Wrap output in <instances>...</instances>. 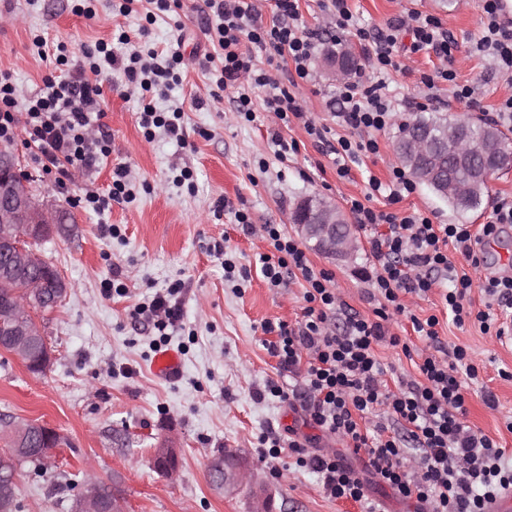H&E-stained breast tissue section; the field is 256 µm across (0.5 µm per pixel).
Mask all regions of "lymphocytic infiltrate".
Segmentation results:
<instances>
[{"label": "lymphocytic infiltrate", "mask_w": 512, "mask_h": 512, "mask_svg": "<svg viewBox=\"0 0 512 512\" xmlns=\"http://www.w3.org/2000/svg\"><path fill=\"white\" fill-rule=\"evenodd\" d=\"M206 6V33L218 59L209 70L211 81L221 90L236 88V112L248 122L254 119L252 88H267L265 107L273 112L277 124L269 147L282 162L298 150L297 141L281 134L294 121L326 146L339 176L348 174V161L378 154L376 134L390 124L394 112L384 75L401 67L398 42L402 35L410 36L411 53H432L442 62L441 68L421 77L428 92H437L439 83L456 79L448 67L456 43L438 18L411 12L372 35L354 23L346 0H322L336 30L367 42L377 72L373 80H348L337 88L336 123L353 135L333 143L327 137L328 127L317 125L287 85L255 63L259 53L270 60L288 58L298 78L311 80L309 62L321 33L299 28L298 0H275L276 19L269 27L259 23L250 0H206ZM484 11L486 19L474 48L490 56L499 73L511 75L512 22L501 19L500 0H485ZM148 34L144 27L132 32L117 26L113 35L129 45L127 55H115L109 43L101 40L82 46L81 60L75 66L69 63L64 43L52 45L36 36L39 56L55 52L56 62L66 71L46 75L41 88L29 94L19 89L11 73L0 71V139L12 140L16 129H23L33 162L53 176L59 189H66L75 177L92 176L112 153V133L101 121L104 92L100 76L116 69L123 71L142 101L138 125L144 137L153 138L155 129L161 128L177 142H184L182 112H160L153 104L154 96L181 85L182 56L150 47L145 42ZM134 198L130 170L120 164L114 167L107 189L86 187L71 202L101 212L112 203H129ZM350 210L359 228L367 232L376 260L365 275L371 286L369 298L375 303L369 318L346 311L332 286V273L314 267L284 225L258 226L247 212L235 214L245 234H262L271 247L258 257L271 287L295 276L303 281L301 321L260 325L264 347L288 373L287 383H270L268 394L289 406H300L305 422L345 441L348 454L366 452L367 473L355 472L346 461L347 454L315 448L311 438H299L293 431L284 438L271 436L267 455L277 459L288 454L297 467L317 475L326 496L358 502L365 512H380L367 494L372 483L414 501L415 512H485L489 500L512 488V453L464 422L469 384L478 378L477 368L466 361L465 349L454 348L449 361L425 356L418 366L419 379L400 381L393 391L375 348L383 343L399 345L391 321L393 316L409 315L403 302L407 295L421 298L439 292L456 325L473 319L483 331L501 330L500 315L512 313V275H485L480 284L485 308L475 312L469 298L473 281L459 273L455 261L463 259L475 269L484 266V242L498 236L503 225L512 224V199L497 198L485 224L476 228L436 224L419 210L400 216L356 198L351 199ZM182 289V283H175L132 312L133 318L152 323L160 342H167L169 331L182 324L178 300ZM409 317L414 332L437 339L436 316ZM338 318L343 328L337 332L331 323ZM373 413L386 415V422L376 423L369 431L362 429L360 418Z\"/></svg>", "instance_id": "1"}]
</instances>
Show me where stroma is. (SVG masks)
Listing matches in <instances>:
<instances>
[{
  "label": "stroma",
  "instance_id": "obj_1",
  "mask_svg": "<svg viewBox=\"0 0 512 512\" xmlns=\"http://www.w3.org/2000/svg\"><path fill=\"white\" fill-rule=\"evenodd\" d=\"M178 14L159 13L154 19L135 14L121 20L113 16L110 0H98L93 18L75 14L72 0H0V70L11 72L24 92L38 90L45 74L56 70L54 58L39 57L32 38L41 34L67 43L78 64L82 46L111 41L118 24L131 29L147 25L148 41L162 50L179 44L185 80L158 109L182 108L186 141L178 143L164 132L146 140L137 124L141 108L130 94L122 71L102 74L106 100L102 118L112 133V153L94 175L97 187L111 181L117 164L129 167L141 189L135 203H113L97 214L70 206L67 198L81 194L84 177H76L69 195L58 193L52 182L30 160L23 135L9 147L23 170L33 179L38 197L65 207L69 233L51 235L38 251L57 268L68 284L59 307L44 313L52 365L42 375L28 372L13 355L0 351V449L8 442L4 421L34 420L55 429L63 438L52 467L23 464L19 470L21 512H69L77 483L86 471L113 484L124 512H256V496H265L269 512H363L360 503L326 497L315 474L296 468L288 455L276 463L265 457L263 433L314 438L316 446L344 450L342 440L306 425L301 412L267 395L270 382L280 381L277 359L262 345V322L295 323L302 316L303 288L298 279L270 287L257 263L269 245L260 236L245 235L234 219L235 211L249 214L253 224L287 223L300 197L317 194L348 212L350 198H364L370 178L388 181L399 160L393 143L399 126L415 116L439 112L448 118H482L512 97V77L498 73L490 59L472 50L485 19L483 0H348L356 23L369 31L385 28L397 17L416 11L438 18L457 43L452 69L455 84L440 86L439 102L426 101L422 74L441 62L433 55L404 59L399 70L386 76L395 100L393 123L379 133L380 152L350 163L347 176H339L331 156L298 123L282 134L295 138L298 153L278 162L268 145L274 116L267 112L266 89H255L254 121L236 114L233 89L212 97L213 84L204 65L212 46L205 33V0H181ZM348 51L357 61L356 72L372 75L373 63L357 39L324 40L310 64L314 79L297 81L293 93L317 123L333 127L336 135L348 129L336 126V88L339 77L326 71L322 61L329 51ZM469 85L471 103L452 95L453 85ZM203 106H195L194 98ZM192 173V188H179L173 178L180 170ZM512 197V163L497 171L481 206L459 217L424 185L410 196L389 204L375 195L373 207L401 214L418 209L436 224L485 223L492 202ZM117 226L119 236L108 229ZM355 249L350 257L334 260L306 244L309 259L332 271L334 287L349 308L371 316L370 288L363 278L374 259L365 233L352 227ZM220 240L228 254L250 268L243 290H235L224 277L219 260L205 245ZM120 270L126 294L108 288L113 270ZM183 282L180 294L183 327L169 336L168 346L181 357V372L172 380L157 378L151 370L157 337L151 324L131 313L147 295ZM414 315L437 316L438 341L417 336L409 319L394 317L392 329L402 343L380 345L376 353L387 370L388 381L415 379L421 353L463 347L479 369L471 385L465 422L512 452V343L482 332L477 322L456 326L438 295L406 297ZM492 391L496 408H488L482 389ZM174 449L179 459L175 478L163 477L154 466L156 449ZM225 452L236 453L249 468L253 487L232 492L210 481V461Z\"/></svg>",
  "mask_w": 512,
  "mask_h": 512
}]
</instances>
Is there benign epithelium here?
Here are the masks:
<instances>
[{"instance_id": "obj_1", "label": "benign epithelium", "mask_w": 512, "mask_h": 512, "mask_svg": "<svg viewBox=\"0 0 512 512\" xmlns=\"http://www.w3.org/2000/svg\"><path fill=\"white\" fill-rule=\"evenodd\" d=\"M434 150L430 140L423 136L412 142L406 160L412 177L445 182L444 177L438 176V171L420 164V159ZM492 155L490 144L477 143L468 157L476 168L484 164L481 172L486 175L490 172ZM290 222L302 237L316 240L326 254L347 256L352 252L350 225L336 211V205L324 199L314 208L303 202L298 203ZM63 223V211L49 208L37 200L31 192L30 182L22 177L13 153L0 148V255L5 260L4 267L0 269V288L10 289V295L0 299V323L6 322L10 327L9 335L0 336V350L14 355L26 365L30 364L28 352L34 344L43 346L46 361L52 359L40 315L45 302L50 300L56 305L62 302L68 285L60 277L50 284L42 276H30L28 272L44 264L35 242L42 234ZM7 425L16 441L27 436L43 435L45 445L40 449L38 458L43 464L51 461L55 450L52 446V428L33 421H9ZM220 471L218 484L226 490L237 489L247 480L246 470L230 458L224 459ZM99 487L100 483L94 476H88L82 489L72 499L71 512H122L115 499L107 504L101 502Z\"/></svg>"}]
</instances>
